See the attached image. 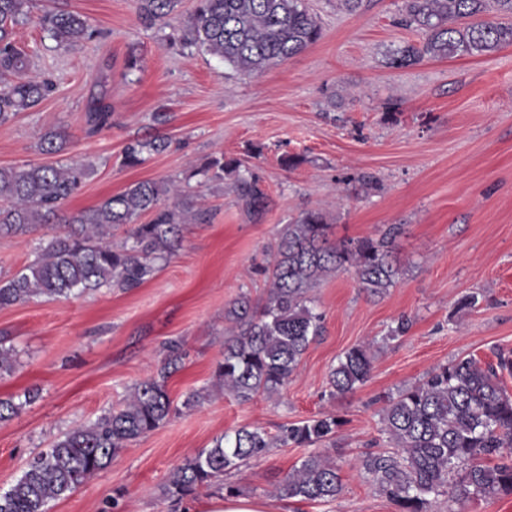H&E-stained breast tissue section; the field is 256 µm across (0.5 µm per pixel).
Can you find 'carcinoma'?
Returning <instances> with one entry per match:
<instances>
[{
	"label": "carcinoma",
	"mask_w": 512,
	"mask_h": 512,
	"mask_svg": "<svg viewBox=\"0 0 512 512\" xmlns=\"http://www.w3.org/2000/svg\"><path fill=\"white\" fill-rule=\"evenodd\" d=\"M182 0H137L142 22L163 23L179 12ZM512 16V0H405L402 22L418 30L422 46L396 49L397 68L423 57L457 58L494 53L512 45V23L488 19L489 5ZM32 0H0V125L37 106L55 88L33 74L30 55L16 44L14 27L30 19ZM37 25L61 48L94 36L83 15L43 11ZM321 36L318 18L305 0H194L182 41L252 74L300 54ZM111 109L89 113L90 132L109 125ZM66 135L47 131L42 151L66 147ZM167 146L162 138L136 139L126 145L123 163L135 167ZM237 159L212 157L192 167L185 182L198 184L237 173L234 192L246 210L263 213L267 197L254 174L240 173ZM94 172L91 163L0 166V238L22 237L38 226L64 225L40 248L35 259L11 278L0 279V309L34 298L46 301L93 293L103 287L132 289L151 277L180 242L182 224L204 221L205 211L175 181H143L99 205L61 214L62 206ZM178 203L170 206V198ZM150 219L138 223L141 216ZM130 226L119 243L112 232ZM331 225L319 210L302 213L287 224L273 248L268 268L269 297L262 306L247 293L224 310V351L214 376L225 392L243 403L263 393L279 395L288 387L303 354L323 333L324 315L311 289L332 274L351 270L361 288L381 296L394 286L403 268L393 248L396 227L377 238H330ZM374 343L342 353L328 374L329 397L353 393L369 379ZM183 360L181 344L171 341L156 374L129 389L126 402L96 419L68 430L36 454L23 474L0 492V512H48V504L83 485L108 466L126 445L169 422L178 409L167 380ZM17 364V350L0 339V377ZM512 376V352L496 361L454 359L434 368L419 382L384 397L381 432L390 448L367 452L361 474L399 512H431L440 497L462 505L474 498L512 494V395L504 375ZM0 399V422L19 415L30 403ZM340 422L332 414L284 425L271 438L259 429L239 427L217 438L173 469L163 495L173 501L209 486L226 473L245 467L275 444L314 446L330 441ZM340 467L324 452H312L276 484L279 496L298 502L328 503L339 497Z\"/></svg>",
	"instance_id": "1"
}]
</instances>
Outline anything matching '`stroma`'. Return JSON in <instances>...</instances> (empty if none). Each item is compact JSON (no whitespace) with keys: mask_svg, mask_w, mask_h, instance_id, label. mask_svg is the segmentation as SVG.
<instances>
[{"mask_svg":"<svg viewBox=\"0 0 512 512\" xmlns=\"http://www.w3.org/2000/svg\"><path fill=\"white\" fill-rule=\"evenodd\" d=\"M57 4L87 17L96 35L65 51L34 25L17 26L19 46L56 87L0 126V166L92 161L94 173L65 206L72 212L139 181L180 179L222 154L259 175L268 206L248 214L234 174H225L197 191L209 221L183 225L180 249L139 287L0 309V338L19 352L14 372L0 377V398L36 395L0 424V490L58 434L119 406L177 340L186 356L167 388L181 414L130 443L50 512H207L226 482L270 502L273 512H397L357 467L364 452L383 446L385 396L453 359L486 363L497 350L512 351V46L395 68L392 53L422 40L401 21L403 0H364L353 13L336 0H307L321 21L320 39L279 65L240 75L217 57L169 43L183 15L149 27L135 0ZM132 55L134 71L126 68ZM99 101L112 119L91 135L86 118ZM50 129L69 135L60 154L40 149ZM150 136L167 148L122 166L125 146ZM285 155L295 157L293 167L282 165ZM307 209L325 214L336 239L376 238L401 225L394 248L405 271L380 297L350 271L324 281L314 291L324 332L287 390L237 402L213 375L224 350V309L242 292L266 299L271 248ZM49 237L41 228L0 238V275L32 261ZM472 295L476 305L463 306ZM403 316L409 331L388 338ZM370 340L378 346L368 382L347 397L325 398L339 355ZM201 389L207 400L183 408ZM323 413L340 421L328 445L344 486L335 501L275 495V483L308 453L294 446L270 449L181 501L163 498L172 470L224 431L250 426L274 435Z\"/></svg>","mask_w":512,"mask_h":512,"instance_id":"35a3bbf8","label":"stroma"}]
</instances>
